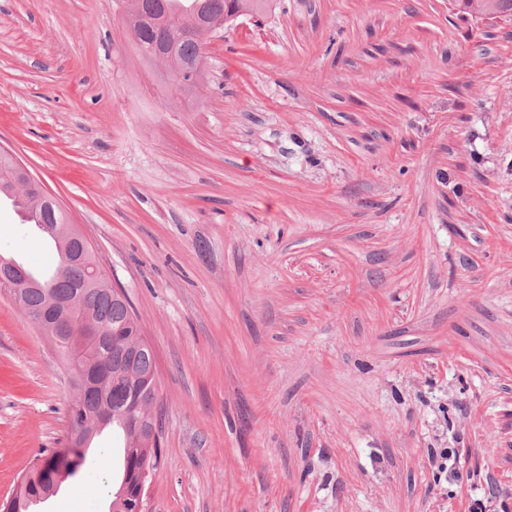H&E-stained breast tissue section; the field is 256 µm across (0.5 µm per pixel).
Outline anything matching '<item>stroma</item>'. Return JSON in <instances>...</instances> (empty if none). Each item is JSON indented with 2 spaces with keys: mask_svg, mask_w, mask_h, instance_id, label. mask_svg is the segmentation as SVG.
Wrapping results in <instances>:
<instances>
[{
  "mask_svg": "<svg viewBox=\"0 0 512 512\" xmlns=\"http://www.w3.org/2000/svg\"><path fill=\"white\" fill-rule=\"evenodd\" d=\"M205 52L190 105L122 0H0V147L156 356L148 512H512V19L277 0ZM0 254L48 255L6 200ZM75 395L0 290V498ZM118 473L107 428L40 512H109Z\"/></svg>",
  "mask_w": 512,
  "mask_h": 512,
  "instance_id": "obj_1",
  "label": "stroma"
}]
</instances>
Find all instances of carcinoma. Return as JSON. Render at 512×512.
Instances as JSON below:
<instances>
[{
    "mask_svg": "<svg viewBox=\"0 0 512 512\" xmlns=\"http://www.w3.org/2000/svg\"><path fill=\"white\" fill-rule=\"evenodd\" d=\"M170 0H125V17L133 34V42L141 57L148 62L163 59L167 65L166 81L172 88L192 96L204 76L199 71L194 77L179 76L181 63L203 56L204 39L221 27H228L244 16H260L268 12L275 0H196L186 12L169 8ZM461 11L471 17L487 16L512 18V0H457ZM11 190L10 200L15 210L32 211L41 224L62 227L59 236H45L57 255L51 272L38 275L26 268L29 275L41 282V288H24L15 282L0 279V288H8L19 296L23 315L34 319L58 299L71 303L70 313L80 330L95 329L102 333L97 345V356L112 366V377L105 381L96 396L77 393L69 411L70 429L93 422L97 408L102 404L117 411L137 404L135 414L142 424H126L121 419L110 420L112 430L121 438L122 471L118 487L113 493L110 512H129L142 481L145 464L159 455V446L151 439L152 415L149 403L140 391L148 381L157 378L155 355L144 340L141 327L129 298L112 293V285L105 274L97 281L84 282L83 271L64 269L71 243L64 227L69 223L66 213L48 201H38L26 188L14 189L0 185V196ZM84 458L82 449L67 447L49 456L37 459L20 478L15 502L0 504V512H33L36 506L25 508L26 502L40 494L49 497L56 487L51 485V474L61 470L70 477L76 474Z\"/></svg>",
    "mask_w": 512,
    "mask_h": 512,
    "instance_id": "carcinoma-1",
    "label": "carcinoma"
}]
</instances>
